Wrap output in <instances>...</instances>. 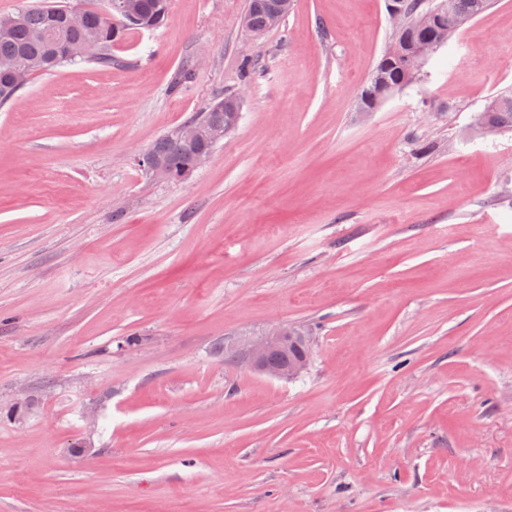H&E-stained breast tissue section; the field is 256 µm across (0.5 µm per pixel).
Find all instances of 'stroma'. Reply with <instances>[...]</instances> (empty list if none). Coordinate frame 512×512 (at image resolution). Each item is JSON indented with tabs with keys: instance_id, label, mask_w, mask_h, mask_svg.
Here are the masks:
<instances>
[{
	"instance_id": "stroma-1",
	"label": "stroma",
	"mask_w": 512,
	"mask_h": 512,
	"mask_svg": "<svg viewBox=\"0 0 512 512\" xmlns=\"http://www.w3.org/2000/svg\"><path fill=\"white\" fill-rule=\"evenodd\" d=\"M245 5L172 0L0 109V512H512V131L471 128L512 89V0L368 115L385 0L259 37ZM229 93L203 167H138ZM280 324L300 376L225 354Z\"/></svg>"
}]
</instances>
